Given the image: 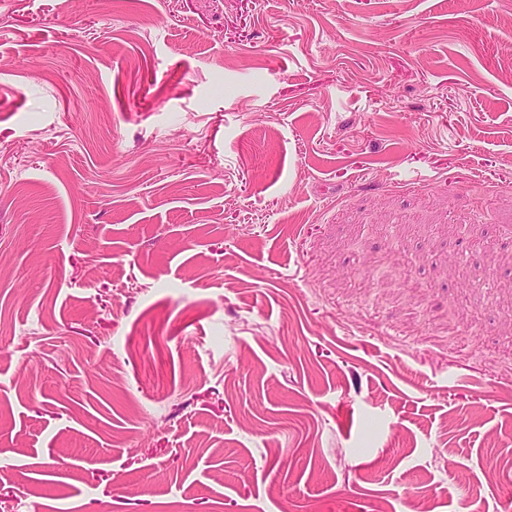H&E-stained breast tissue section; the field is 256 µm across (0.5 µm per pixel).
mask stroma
<instances>
[{"label":"stroma","mask_w":512,"mask_h":512,"mask_svg":"<svg viewBox=\"0 0 512 512\" xmlns=\"http://www.w3.org/2000/svg\"><path fill=\"white\" fill-rule=\"evenodd\" d=\"M0 256V512H503L512 0H0Z\"/></svg>","instance_id":"stroma-1"}]
</instances>
